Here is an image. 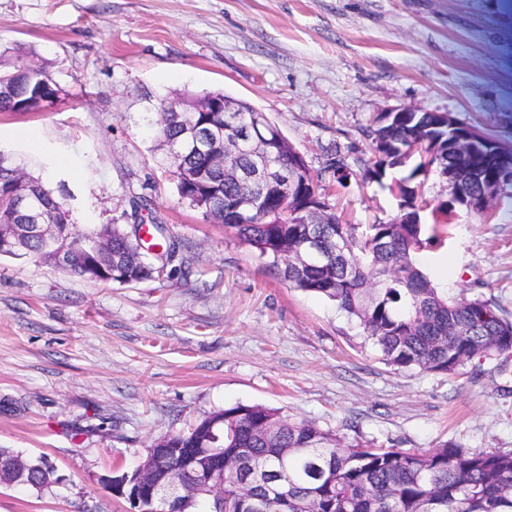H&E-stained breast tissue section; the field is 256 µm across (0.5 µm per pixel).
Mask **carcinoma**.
Masks as SVG:
<instances>
[{
	"label": "carcinoma",
	"mask_w": 512,
	"mask_h": 512,
	"mask_svg": "<svg viewBox=\"0 0 512 512\" xmlns=\"http://www.w3.org/2000/svg\"><path fill=\"white\" fill-rule=\"evenodd\" d=\"M9 67L0 70V87L13 95H0V112H13L36 92L59 91L53 74L43 66L30 67L36 53L8 48ZM244 112H217L224 124V140L213 153L230 145L244 168L253 167L243 129L259 118L278 126L264 112L245 104ZM408 119L389 128V137L401 148V157L388 168H401L415 155L419 162L410 175L434 163L430 146L414 132ZM182 118L168 113L160 138L181 146L175 163L163 155L161 164L179 178L180 196L210 199L218 192V207L203 217L224 224L241 242L269 260L275 273L293 287L336 302L337 308L359 321L365 336L389 365L423 371L454 373L492 340L503 354H512V321L485 301L449 296L436 288L417 266L416 254L439 240L425 235L422 224H398L401 215L387 223L357 231L352 224H320L326 255L319 264L301 268L285 262L307 234L308 225L288 215V195L271 197L263 188L224 179L215 166L210 178L184 181V173L206 163L184 135ZM250 194L258 200L245 219L224 213V204ZM57 209L65 226L67 247L77 258L91 253L92 239L73 231L71 210L60 201ZM112 278L144 280L157 267L142 247L127 235L112 237ZM224 419V509L215 502L206 512H246L250 498L270 500L273 512H512V453L464 451L445 443L433 450L386 448L375 443L346 444L338 434L312 422L291 423L280 411L262 404L236 405L214 413ZM244 448L254 468L246 473L234 468L236 450ZM31 466L16 485L42 491L56 483L54 466L44 456L29 459Z\"/></svg>",
	"instance_id": "carcinoma-1"
}]
</instances>
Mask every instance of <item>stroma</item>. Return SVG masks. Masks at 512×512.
<instances>
[{
    "label": "stroma",
    "instance_id": "stroma-1",
    "mask_svg": "<svg viewBox=\"0 0 512 512\" xmlns=\"http://www.w3.org/2000/svg\"><path fill=\"white\" fill-rule=\"evenodd\" d=\"M15 45L62 94L0 112V150L63 191L78 231L155 221L175 257L121 284L0 256V448L48 456L60 477L0 487V512H128L104 477L238 404L351 444L512 452V356L452 374L386 364L334 302L180 199L154 125L160 98L220 90L265 112L316 173L335 151L367 154L375 116L408 105L512 146V0H0V49ZM322 186L358 229L398 212L387 184ZM416 260L512 320V189L487 214L450 216Z\"/></svg>",
    "mask_w": 512,
    "mask_h": 512
}]
</instances>
